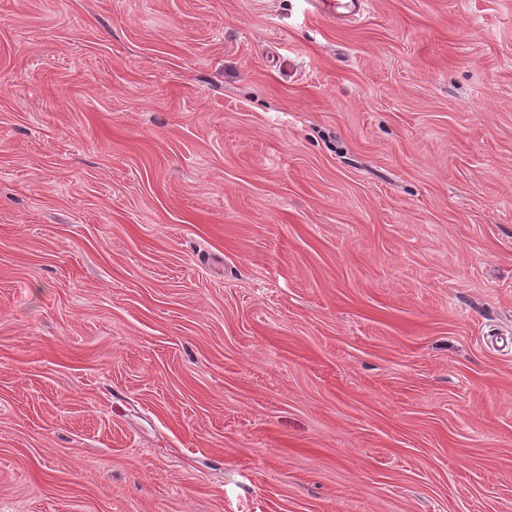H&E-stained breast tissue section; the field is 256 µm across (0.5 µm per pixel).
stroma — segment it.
Instances as JSON below:
<instances>
[{
	"label": "stroma",
	"mask_w": 512,
	"mask_h": 512,
	"mask_svg": "<svg viewBox=\"0 0 512 512\" xmlns=\"http://www.w3.org/2000/svg\"><path fill=\"white\" fill-rule=\"evenodd\" d=\"M0 512H512V0H0ZM367 1L364 0H321L323 13L336 15V18H345L360 13Z\"/></svg>",
	"instance_id": "stroma-1"
}]
</instances>
